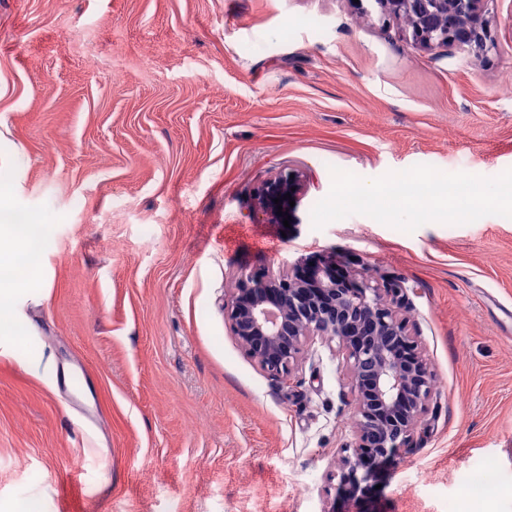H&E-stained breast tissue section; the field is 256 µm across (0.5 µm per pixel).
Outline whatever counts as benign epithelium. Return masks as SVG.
I'll return each instance as SVG.
<instances>
[{"instance_id": "7a95c632", "label": "benign epithelium", "mask_w": 512, "mask_h": 512, "mask_svg": "<svg viewBox=\"0 0 512 512\" xmlns=\"http://www.w3.org/2000/svg\"><path fill=\"white\" fill-rule=\"evenodd\" d=\"M485 2L375 0L383 15L406 25L414 45L429 51L466 46L476 61L491 40ZM303 185L298 174L269 178L257 191L260 211L272 222L283 221L277 211H289V200L298 199ZM405 304L398 281L336 278L333 257L312 269L299 262L279 274L243 273L224 297L239 347L274 381L291 379L314 338L338 343L351 374L357 424L352 453L338 459L340 485L354 502L358 470L408 452L435 396L420 341L403 316Z\"/></svg>"}]
</instances>
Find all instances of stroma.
Listing matches in <instances>:
<instances>
[{
	"label": "stroma",
	"instance_id": "35a3bbf8",
	"mask_svg": "<svg viewBox=\"0 0 512 512\" xmlns=\"http://www.w3.org/2000/svg\"><path fill=\"white\" fill-rule=\"evenodd\" d=\"M488 18L479 63L375 0H0V192L42 218L51 282L0 354V512H512V0ZM287 172L285 229L256 190ZM430 174L483 205L448 223L345 192ZM331 254L401 282L435 385L355 504L336 344L280 384L224 316L241 272Z\"/></svg>",
	"mask_w": 512,
	"mask_h": 512
}]
</instances>
